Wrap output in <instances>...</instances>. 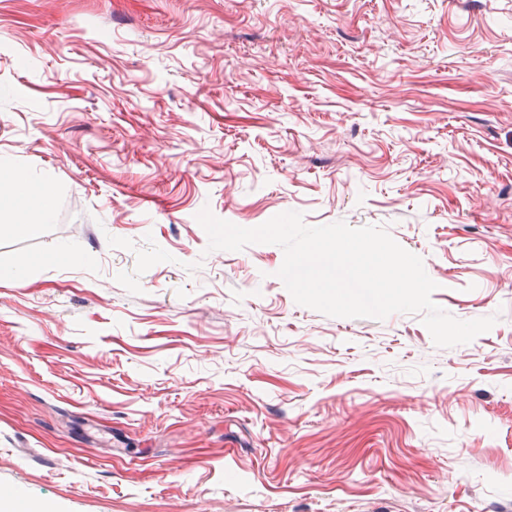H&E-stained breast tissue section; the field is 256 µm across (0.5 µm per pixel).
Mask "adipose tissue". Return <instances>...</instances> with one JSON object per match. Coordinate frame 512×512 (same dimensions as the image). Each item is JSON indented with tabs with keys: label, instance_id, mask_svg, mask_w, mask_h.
Listing matches in <instances>:
<instances>
[{
	"label": "adipose tissue",
	"instance_id": "1",
	"mask_svg": "<svg viewBox=\"0 0 512 512\" xmlns=\"http://www.w3.org/2000/svg\"><path fill=\"white\" fill-rule=\"evenodd\" d=\"M49 187L41 182L20 177L8 159L0 158V213L12 215L16 230H26L28 212H38L42 222H49Z\"/></svg>",
	"mask_w": 512,
	"mask_h": 512
}]
</instances>
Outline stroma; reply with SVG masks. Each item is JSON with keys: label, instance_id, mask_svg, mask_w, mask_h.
Listing matches in <instances>:
<instances>
[{"label": "stroma", "instance_id": "obj_1", "mask_svg": "<svg viewBox=\"0 0 512 512\" xmlns=\"http://www.w3.org/2000/svg\"><path fill=\"white\" fill-rule=\"evenodd\" d=\"M0 495L18 512H512V0H0ZM384 226L433 302L295 303L202 208ZM49 195L50 188L46 184L22 179L8 159L0 158V218L2 212L12 215L17 231L29 228L26 216L30 211L38 212L42 223L49 222Z\"/></svg>", "mask_w": 512, "mask_h": 512}]
</instances>
